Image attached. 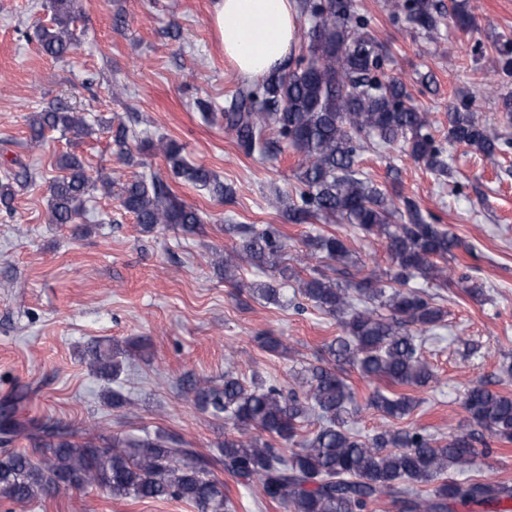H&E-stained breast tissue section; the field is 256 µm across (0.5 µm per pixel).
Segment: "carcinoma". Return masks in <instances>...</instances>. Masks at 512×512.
Returning a JSON list of instances; mask_svg holds the SVG:
<instances>
[{"label":"carcinoma","instance_id":"obj_1","mask_svg":"<svg viewBox=\"0 0 512 512\" xmlns=\"http://www.w3.org/2000/svg\"><path fill=\"white\" fill-rule=\"evenodd\" d=\"M310 20L295 68L274 71L257 83H243L224 112V126L247 156L281 151L285 144L300 157V187L270 204L290 224H346L364 238L386 240L390 266L383 273L360 269L345 284L333 275L346 274L352 263L348 237L318 233L309 238L307 277L284 265L287 237L274 224L258 228L232 224L238 249L224 254V280L238 288L239 261L293 279L298 292L321 313L340 319L344 334L320 350L316 363L304 370L299 390L284 391L275 383L247 380L232 371L214 385L192 388L194 405L232 428L217 453L203 456L187 442L163 431L136 439L100 438L78 442L57 424L25 423L17 418L16 397L0 405V501L28 503L63 490L91 486L112 499L183 500L197 512H233L234 505L216 470L243 484L258 480L262 499L285 512H376L388 500L400 512H458L475 508L500 512L512 502V482L487 476L464 480L457 473L476 458L488 457L493 445L512 443V394L482 383L467 387L462 408L480 431L434 434L392 422L413 412L418 400L408 393L382 392L379 383L421 389L436 379L422 356L424 333L447 316L437 296L409 287L421 278L436 288L454 286L467 296H484L483 286L469 277H448V258L459 240L442 224H433L397 189H383L356 169L367 149L403 147L428 170L442 172L443 143L432 133L429 113L412 102L398 78L378 75L386 47L370 32L368 21L344 0H298ZM76 0H49L50 23L36 26L41 51L63 58L76 48L70 25ZM391 15L404 17L431 33L451 20L463 33L473 30L460 0L451 11L435 0H389ZM493 68L512 76V41L494 45ZM29 147L43 145L46 131L92 135L82 114L49 107L28 120ZM111 143L125 161H134L129 128L119 123ZM444 139L465 145L493 161L512 145L491 130L469 105L448 106ZM147 147L163 155L171 175L229 201L233 187L220 182L204 166L189 164L183 147L159 138ZM60 175L49 185L52 224H76L84 216L85 197L99 188L112 192V179L98 182L80 157L68 153L56 161ZM33 181L27 167L5 171L0 178V211L13 214L16 188ZM121 206L133 214L142 231L174 224L186 233L199 229L202 218L159 176L137 178L121 188ZM249 289L278 304L281 291L272 281ZM96 372L117 378L129 350L117 345L90 347ZM353 369L374 384L365 405L356 404L346 376ZM379 413L388 424L371 436L360 435L352 421L363 409ZM316 429L303 433L310 424ZM257 430L260 436L251 435ZM18 438L25 450L8 449Z\"/></svg>","mask_w":512,"mask_h":512}]
</instances>
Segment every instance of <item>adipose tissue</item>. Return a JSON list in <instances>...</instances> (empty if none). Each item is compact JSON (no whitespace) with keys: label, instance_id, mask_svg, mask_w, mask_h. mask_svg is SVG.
<instances>
[{"label":"adipose tissue","instance_id":"1","mask_svg":"<svg viewBox=\"0 0 512 512\" xmlns=\"http://www.w3.org/2000/svg\"><path fill=\"white\" fill-rule=\"evenodd\" d=\"M224 54L245 79L281 68L298 39L297 0H213Z\"/></svg>","mask_w":512,"mask_h":512}]
</instances>
